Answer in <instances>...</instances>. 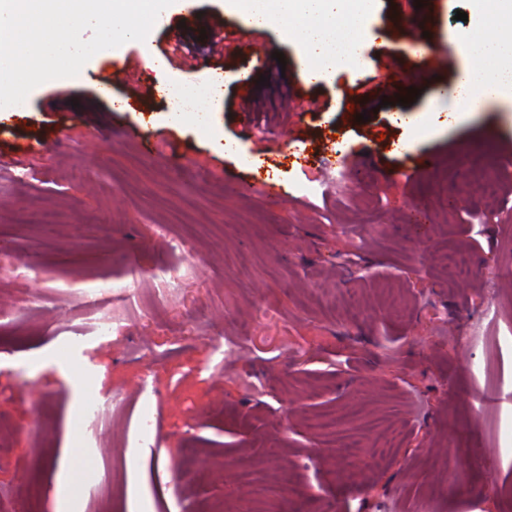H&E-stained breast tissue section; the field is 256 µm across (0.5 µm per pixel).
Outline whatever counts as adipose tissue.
I'll return each instance as SVG.
<instances>
[{"label": "adipose tissue", "mask_w": 512, "mask_h": 512, "mask_svg": "<svg viewBox=\"0 0 512 512\" xmlns=\"http://www.w3.org/2000/svg\"><path fill=\"white\" fill-rule=\"evenodd\" d=\"M373 0H224V10L262 27H287L303 48L302 64L313 72L332 73L357 59L358 18ZM334 43L325 53V43ZM458 50L466 58L444 97L455 115L480 111L493 101H512V39H487L476 30L461 35Z\"/></svg>", "instance_id": "1"}]
</instances>
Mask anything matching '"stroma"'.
Wrapping results in <instances>:
<instances>
[{
  "label": "stroma",
  "mask_w": 512,
  "mask_h": 512,
  "mask_svg": "<svg viewBox=\"0 0 512 512\" xmlns=\"http://www.w3.org/2000/svg\"><path fill=\"white\" fill-rule=\"evenodd\" d=\"M469 9L374 0L364 62L312 84L298 41L265 29L206 56L222 86L175 125L167 87L203 72L172 35L237 26L224 0H194L0 121V512H512V103L409 133L448 112L434 90L456 78ZM422 20L448 65L418 83ZM146 54L150 91L113 111L123 88L102 96L98 77ZM392 58L421 91L410 106L380 104ZM253 68L264 84L242 83ZM296 94L318 110L290 111ZM251 170L286 198L251 191ZM92 395L107 421L88 418ZM72 449L98 484L63 476Z\"/></svg>",
  "instance_id": "1"
}]
</instances>
